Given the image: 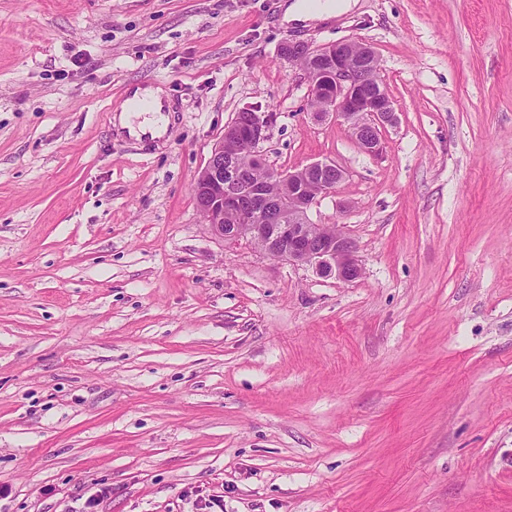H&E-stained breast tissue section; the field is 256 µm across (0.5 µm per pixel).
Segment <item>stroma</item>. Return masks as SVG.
<instances>
[{
    "mask_svg": "<svg viewBox=\"0 0 512 512\" xmlns=\"http://www.w3.org/2000/svg\"><path fill=\"white\" fill-rule=\"evenodd\" d=\"M0 0V512H512V0ZM288 38H358L383 151ZM175 104L115 135L126 86ZM247 105L358 279L230 243L193 185ZM315 5H307L303 0L281 5L282 20L286 23H305L311 20H321L349 11L357 0H318ZM140 96L150 101L152 110L146 113H150L151 116L144 117L142 121L136 123L134 117H138L140 114H126L131 111L124 109L122 111L124 113L119 117L121 126L128 128L132 135H137V131L139 129L143 130L146 127H150L153 130L154 135H162L167 128L168 119L166 116L160 113L162 111L159 92L148 88L144 89Z\"/></svg>",
    "mask_w": 512,
    "mask_h": 512,
    "instance_id": "obj_1",
    "label": "stroma"
}]
</instances>
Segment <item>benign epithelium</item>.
<instances>
[{
    "label": "benign epithelium",
    "mask_w": 512,
    "mask_h": 512,
    "mask_svg": "<svg viewBox=\"0 0 512 512\" xmlns=\"http://www.w3.org/2000/svg\"><path fill=\"white\" fill-rule=\"evenodd\" d=\"M280 58L299 67L310 84L311 116L335 119L348 128L369 155L382 152L381 129L398 121L392 100L379 79L375 50L357 40L316 46L287 39ZM246 123L234 120L213 146L194 182L197 208L205 223L226 241L245 239L262 251L295 265L312 267L319 275L350 282L363 272L353 238L337 224L317 235L308 212L317 198L335 192L346 175L332 160H318L301 169L270 166L258 150L268 138L269 115L244 107ZM253 146L250 166L265 171L283 195L271 197L252 181L248 168L226 146L242 138Z\"/></svg>",
    "instance_id": "7a95c632"
}]
</instances>
